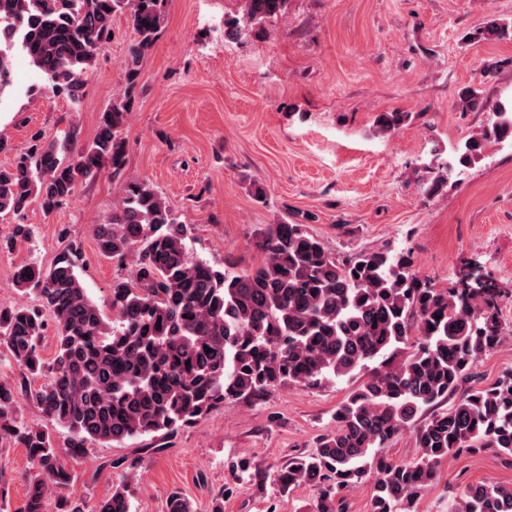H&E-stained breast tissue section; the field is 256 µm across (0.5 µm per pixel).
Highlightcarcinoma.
<instances>
[{
  "instance_id": "obj_1",
  "label": "carcinoma",
  "mask_w": 512,
  "mask_h": 512,
  "mask_svg": "<svg viewBox=\"0 0 512 512\" xmlns=\"http://www.w3.org/2000/svg\"><path fill=\"white\" fill-rule=\"evenodd\" d=\"M167 0H0V94L12 84L15 52L27 56L53 94L79 101L97 51L112 39V19L125 14L137 35L129 49V80L156 41ZM288 0H244L242 14L224 19V35L260 26L285 13ZM472 37H512V23L491 17ZM462 111H489L468 138L458 162L469 165L493 142L512 140V102L488 104L465 88ZM128 105L112 102L92 143L75 133L63 142L31 144L0 167V214L21 217L31 203L46 213L67 204L105 165L125 178ZM411 118L385 112L374 133L394 135ZM190 229L146 182L127 181L112 219L96 225L100 253L131 266L112 283V318L86 293L72 250L46 270L17 265L15 287L38 291L54 319L57 350L45 361L38 346L46 324L24 304L0 305V346L20 368V383H0V439L25 448L33 473L18 512H46L58 494L61 512H85L63 494L72 475L48 432L19 416L32 404L72 433L70 453L89 441L118 442L159 431L176 432L229 398L262 400L287 386L321 388L364 376L336 407L334 427L314 451L294 457L276 475L282 491L307 485L316 512H345V493L374 480L372 512H416L440 463L452 454L493 448L512 456V370L494 383L467 386L479 359L500 343L499 302L509 295L489 280L470 292L438 290L423 281L409 254L387 250L343 261L302 224H272L259 237V265L221 271L190 255ZM211 352H205V348ZM43 378L36 387L32 382ZM451 402L446 408L440 405ZM434 412L428 417L422 413ZM410 430L419 459L396 464L383 449ZM235 487L266 474L248 459L231 465ZM97 512H130L124 486ZM448 512H512V485L484 482L448 504Z\"/></svg>"
}]
</instances>
